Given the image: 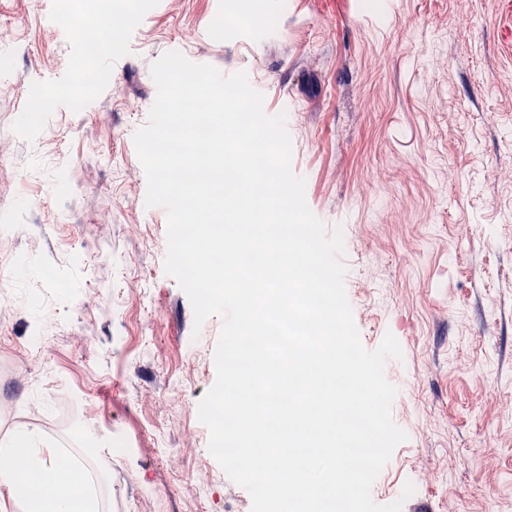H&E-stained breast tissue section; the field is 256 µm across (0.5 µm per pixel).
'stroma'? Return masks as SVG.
Returning a JSON list of instances; mask_svg holds the SVG:
<instances>
[{
  "label": "stroma",
  "instance_id": "stroma-1",
  "mask_svg": "<svg viewBox=\"0 0 512 512\" xmlns=\"http://www.w3.org/2000/svg\"><path fill=\"white\" fill-rule=\"evenodd\" d=\"M67 2L0 0V213L21 227L0 244V439L40 432L98 478L102 512H251L198 417L222 320L195 328L164 271L133 141L177 51L285 114L306 203L343 231L361 341L399 343L407 439L373 501L512 512V0H112L117 32L80 0L109 33L94 55L44 21Z\"/></svg>",
  "mask_w": 512,
  "mask_h": 512
}]
</instances>
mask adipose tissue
Masks as SVG:
<instances>
[{"label":"adipose tissue","instance_id":"adipose-tissue-1","mask_svg":"<svg viewBox=\"0 0 512 512\" xmlns=\"http://www.w3.org/2000/svg\"><path fill=\"white\" fill-rule=\"evenodd\" d=\"M17 455L27 458L28 469L8 465V458ZM0 457L6 460L0 466V499L17 504L20 512H100L85 472L60 470L58 450L45 447L39 433L15 429L0 440Z\"/></svg>","mask_w":512,"mask_h":512}]
</instances>
